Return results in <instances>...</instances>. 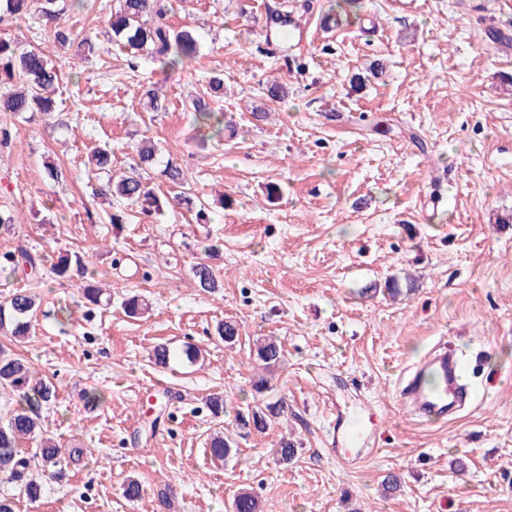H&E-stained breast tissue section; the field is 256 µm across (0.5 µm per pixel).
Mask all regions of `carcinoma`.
<instances>
[{"mask_svg":"<svg viewBox=\"0 0 512 512\" xmlns=\"http://www.w3.org/2000/svg\"><path fill=\"white\" fill-rule=\"evenodd\" d=\"M57 0H0V18L17 15H35L38 20L53 25V39L61 47L74 42L77 35L69 27L57 23ZM108 33L121 48L136 59L144 57L170 70L182 69L198 58L199 41L196 32L187 28H176L168 21V10L159 0H118L107 19ZM20 37L0 39V86L16 82L19 87L11 92L0 90V112H10L18 117L25 114H40L51 117L56 114L58 102L56 89L61 76L46 56L36 49L22 50ZM195 121L201 129H212L223 124L224 114L213 112L197 97L193 100ZM138 162L130 171L114 177L112 175V149L105 146L93 152L89 159L88 178L99 183L95 193L104 197L119 196L141 206L145 213L157 214L163 210L160 199L144 184L139 169L151 165L157 158V147L149 140L136 147ZM165 175L175 188L188 184L187 174L174 162L165 167ZM44 257L26 248L3 255L0 271L10 270L14 274L27 265L32 270L42 266ZM51 271L58 278L78 275L83 280L82 297L91 305L102 304L103 290L88 274L83 257L77 252H61L52 259ZM198 286L208 292L219 288L213 268L206 262L192 267ZM124 309L136 317L149 309L146 300L139 294L129 295L124 300ZM38 311L37 296L28 288H19L0 300V333L16 339L31 334L32 322ZM219 339L233 344L238 336V326L224 321L217 325ZM255 358L269 369L284 359L282 345L273 338L256 343ZM0 388L16 392L20 402L18 408L4 423L0 422V478L21 486L30 501H37L44 492L43 477L47 474L63 476L61 448L47 436L41 419L42 407L50 405L57 396L56 385L46 379L34 377V370L23 358L0 347ZM284 411L281 401L266 403L251 410V421L255 428L263 429L268 418L277 417ZM31 440L35 448L25 452L21 442ZM209 456L224 462L236 454L230 441L217 433L210 437ZM233 512H264L258 496L250 490L237 493Z\"/></svg>","mask_w":512,"mask_h":512,"instance_id":"1","label":"carcinoma"}]
</instances>
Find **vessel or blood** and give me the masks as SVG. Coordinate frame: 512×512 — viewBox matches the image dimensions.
I'll use <instances>...</instances> for the list:
<instances>
[{
    "instance_id": "vessel-or-blood-1",
    "label": "vessel or blood",
    "mask_w": 512,
    "mask_h": 512,
    "mask_svg": "<svg viewBox=\"0 0 512 512\" xmlns=\"http://www.w3.org/2000/svg\"><path fill=\"white\" fill-rule=\"evenodd\" d=\"M465 372L462 360L448 351L430 354L426 364L410 372L400 394L412 410L423 417L445 418L457 410L466 389L461 383ZM364 433L345 423H336V446L332 450L337 460L355 465L369 453Z\"/></svg>"
}]
</instances>
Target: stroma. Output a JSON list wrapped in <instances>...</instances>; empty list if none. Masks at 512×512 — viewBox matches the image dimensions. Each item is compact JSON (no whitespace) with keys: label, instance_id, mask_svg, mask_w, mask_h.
Masks as SVG:
<instances>
[{"label":"stroma","instance_id":"stroma-1","mask_svg":"<svg viewBox=\"0 0 512 512\" xmlns=\"http://www.w3.org/2000/svg\"><path fill=\"white\" fill-rule=\"evenodd\" d=\"M91 2L62 0L63 24L100 45L87 61L29 17L0 22L1 38L23 32L61 71L56 98L78 116L64 130L0 112V208L17 218L0 254L78 252L111 295L90 309L79 279L0 274V297L39 298L31 335L12 348L56 384L41 416L66 455L39 502L1 480L0 494L17 512H232L243 489L268 512H512V0H165L170 22L199 38L200 60L177 71L145 59L129 69L105 34L115 0ZM333 6L330 31L321 17ZM275 11L305 27L284 52L266 44ZM215 75L224 94L209 103L225 124L203 143L192 101ZM275 82L287 98L271 99ZM148 90L165 111L141 104ZM144 139L159 154L149 187L168 193L164 165H180L206 221L93 196V151L111 146L117 175ZM47 164L63 184L44 182ZM112 212L126 217L120 230ZM214 241L222 286L208 293L191 268ZM134 293L151 308L133 318L122 302ZM224 321L239 326L234 346L214 338ZM267 336L285 358L264 399L288 408L259 431L239 418L254 405L251 349ZM189 342L202 352L193 365ZM160 344L173 353L164 368ZM443 344L467 364L469 397L427 423L399 410L397 392ZM89 393L100 403L86 406ZM212 393L222 417L205 406ZM350 409L375 438L352 469L330 453L336 414ZM219 429L238 450L223 463L206 447ZM284 437L297 449L288 463ZM390 476L400 488L386 498Z\"/></svg>","mask_w":512,"mask_h":512}]
</instances>
